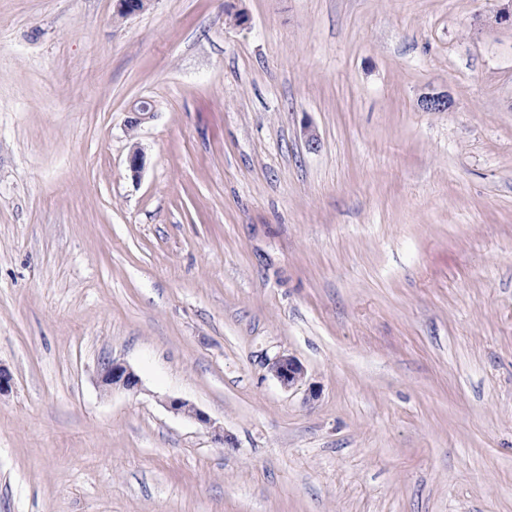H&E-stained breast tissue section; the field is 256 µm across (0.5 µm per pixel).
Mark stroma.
<instances>
[{
    "instance_id": "1",
    "label": "stroma",
    "mask_w": 512,
    "mask_h": 512,
    "mask_svg": "<svg viewBox=\"0 0 512 512\" xmlns=\"http://www.w3.org/2000/svg\"><path fill=\"white\" fill-rule=\"evenodd\" d=\"M510 9L0 0V512H512ZM269 370L285 388H292L303 381L305 371L294 357L279 356L269 363ZM104 392L114 390L137 392L140 390V379L135 372L124 362L112 359L105 363L99 380ZM165 405L174 415L192 419L203 425L210 424L208 416L186 400L170 398L165 402Z\"/></svg>"
}]
</instances>
